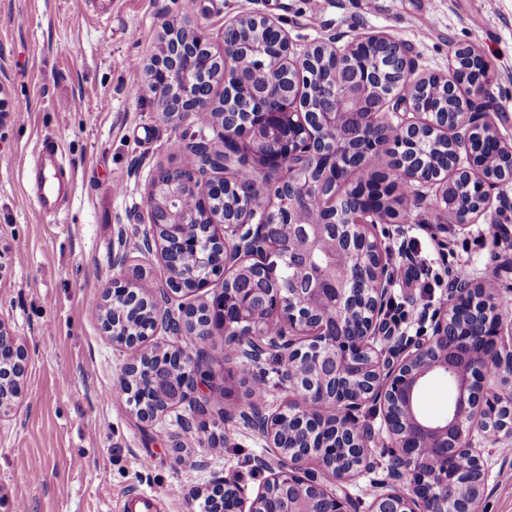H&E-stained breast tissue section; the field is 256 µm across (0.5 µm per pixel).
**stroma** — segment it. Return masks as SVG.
<instances>
[{
    "label": "stroma",
    "instance_id": "stroma-1",
    "mask_svg": "<svg viewBox=\"0 0 512 512\" xmlns=\"http://www.w3.org/2000/svg\"><path fill=\"white\" fill-rule=\"evenodd\" d=\"M255 10L282 21L299 51L331 34L390 36L411 47L420 76L447 74L453 47L471 46L492 69L495 122L512 138V0H195L217 55L225 22ZM185 12V0H0V244L16 257L0 280V320L29 352L23 397L0 419V494L27 512H118L132 490L161 499L160 512H197L218 480L252 495L265 465L279 463L242 420H221L226 399L248 403L221 332L203 346L208 415L184 403L145 422L120 389L132 353L113 345L96 306L118 274L117 228L142 234L153 174L181 160L177 119L128 90L145 79L162 21ZM48 141L69 180L52 213L34 195L35 156ZM378 233L408 245L392 267L393 304L443 307L445 269L459 263L512 295V208L500 224L463 230L425 201ZM205 424L222 454L200 444ZM485 458V512H512V439L490 443Z\"/></svg>",
    "mask_w": 512,
    "mask_h": 512
}]
</instances>
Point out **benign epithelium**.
Masks as SVG:
<instances>
[{
    "label": "benign epithelium",
    "mask_w": 512,
    "mask_h": 512,
    "mask_svg": "<svg viewBox=\"0 0 512 512\" xmlns=\"http://www.w3.org/2000/svg\"><path fill=\"white\" fill-rule=\"evenodd\" d=\"M248 25L273 33L281 46L277 77L254 91L259 103L245 125L255 171L264 184L274 179L269 200H256L237 169L208 148L211 126L220 127L227 155L241 145V107L232 84L245 48L227 44L224 54H214L191 13L163 22L144 95L163 115L178 117L182 157L191 164L153 176L146 194L149 227L139 239L149 245L142 253L159 254L180 276L149 294L137 283L138 270L113 278L103 295L104 328L115 345L133 349L141 339L123 333L119 318L143 311L151 318L146 337L161 329L201 341L216 326L244 362H260L268 345L288 357L279 378L303 405L246 414L270 448L284 447V425H290L293 449L269 469L252 500L235 479L214 486L212 512H355L347 485L374 468L378 437L391 449L388 481L368 512H484L487 443L501 434L512 437V324L500 311L498 290L487 287L488 277L467 278L431 316L429 332L416 339L381 337L395 285L393 249L374 230L390 218L394 193L383 172L344 195L336 187L370 157L389 154L414 203L424 200L421 187L429 184L435 207L457 226L494 223L509 204L512 143L492 121L498 103L487 93L490 66L471 47L458 45L448 75L389 82L388 76L414 73L415 62L409 46L388 36H361L339 46L333 34L297 54L282 22L265 14L237 16L225 29ZM318 53L333 57L335 65L312 77ZM216 85L226 89L219 112ZM423 130L446 145L443 164L433 170L416 154ZM459 183L467 197L457 199L450 213L448 191ZM226 189L239 205L230 213L211 211V197ZM329 237L333 254L319 264L314 253ZM199 252L211 261L205 276L184 265L186 256ZM131 253L120 227L113 266L126 269ZM276 256L288 262L298 287H257L251 271L265 270ZM214 276L224 279V293L212 303L172 309L173 295L197 292ZM271 312L279 315L275 333L268 331ZM156 356L160 363H177L181 386L171 401L142 399L141 419L153 422L185 402L207 407L201 362L178 348L159 347ZM27 367L26 344L0 322V417L21 398ZM488 369L495 370L491 378ZM433 378L448 379L451 389L448 411L436 418L418 405ZM327 403L336 410L329 424L316 413ZM367 403L379 405L377 429L358 426L350 415ZM313 458L336 480V490L305 468Z\"/></svg>",
    "instance_id": "7a95c632"
}]
</instances>
